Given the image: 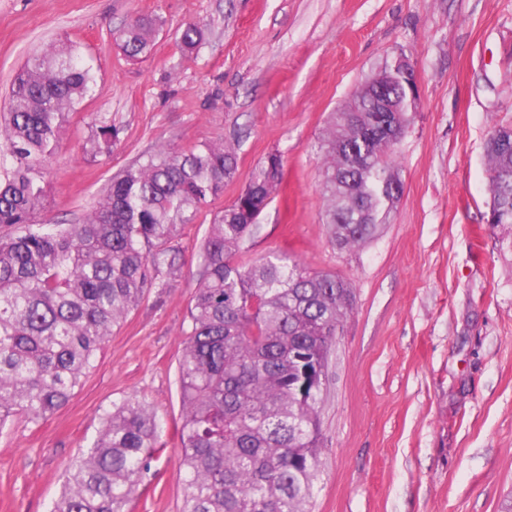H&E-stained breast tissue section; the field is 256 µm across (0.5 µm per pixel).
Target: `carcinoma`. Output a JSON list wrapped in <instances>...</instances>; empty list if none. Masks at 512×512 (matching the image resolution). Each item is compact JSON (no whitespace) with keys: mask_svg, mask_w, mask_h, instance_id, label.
I'll return each instance as SVG.
<instances>
[{"mask_svg":"<svg viewBox=\"0 0 512 512\" xmlns=\"http://www.w3.org/2000/svg\"><path fill=\"white\" fill-rule=\"evenodd\" d=\"M162 27L158 15L132 20L119 35L125 55L148 57ZM177 39L191 53L205 30L186 23ZM94 81L78 45L49 47L15 75L0 114V227L12 229L0 236V427L17 416L44 420L68 403L114 329L180 269L171 242L237 173L235 149L222 142L162 145L113 177L83 223H38L46 163ZM372 108L370 94L356 92L317 145L324 224L338 250L375 238L403 193L393 155L410 114ZM117 140L102 122L85 152L108 155ZM511 141L512 127L495 126L485 143L493 226L512 224ZM282 180L272 153L199 245L177 367L181 512H312L323 388L304 381L326 377L354 292L289 256L239 260ZM162 448L146 400L112 405L48 512H130Z\"/></svg>","mask_w":512,"mask_h":512,"instance_id":"1","label":"carcinoma"}]
</instances>
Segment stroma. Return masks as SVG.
Returning <instances> with one entry per match:
<instances>
[{"label":"stroma","mask_w":512,"mask_h":512,"mask_svg":"<svg viewBox=\"0 0 512 512\" xmlns=\"http://www.w3.org/2000/svg\"><path fill=\"white\" fill-rule=\"evenodd\" d=\"M157 14L154 54L118 34ZM206 30L192 53L178 29ZM78 42L96 81L45 175L37 220L78 224L113 176L159 146H238V173L174 244L180 271L115 331L67 406L0 431V512H46L114 402L145 398L163 429L157 476L131 512H179L177 361L197 250L271 152L284 180L243 253H287L354 288L320 405L314 512H503L512 501V242L486 222L485 141L512 125V0H0V113L28 57ZM415 67L419 109L396 147L404 192L352 252L327 242L316 144L330 112L389 56ZM111 154L81 146L93 123ZM118 129L112 124L100 122L91 129V134L85 144L86 154L92 157L97 155H108L112 152V147L118 140Z\"/></svg>","instance_id":"35a3bbf8"}]
</instances>
